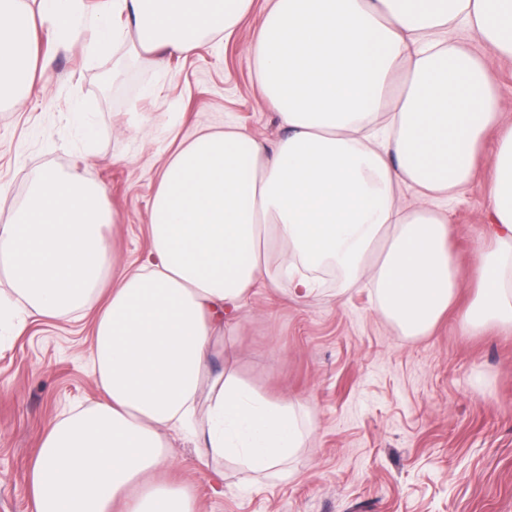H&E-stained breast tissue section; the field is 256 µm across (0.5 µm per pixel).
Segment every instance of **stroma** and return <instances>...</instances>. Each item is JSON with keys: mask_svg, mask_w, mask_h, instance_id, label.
Returning <instances> with one entry per match:
<instances>
[{"mask_svg": "<svg viewBox=\"0 0 512 512\" xmlns=\"http://www.w3.org/2000/svg\"><path fill=\"white\" fill-rule=\"evenodd\" d=\"M265 7L254 0L231 39L161 63L125 42L91 52L84 26L74 46L59 47L38 24L40 90L20 106L0 103V183L10 188L0 224L41 170H73L101 185L120 215L102 230L108 252L146 263L148 203L179 140L227 122L269 146L283 134L245 52ZM76 110L96 128L92 144L70 120ZM492 150L485 142L473 180L448 206L465 286L430 335L403 336L369 289L340 295L331 280L308 300L259 290L239 311L241 377L259 392L301 397L309 423L287 475L258 480L232 462L220 475L200 466L191 439L171 434L170 472L200 512H512V329L475 335L460 320ZM93 330L89 314L34 315L21 335H0V512H34L28 477L44 428L96 399Z\"/></svg>", "mask_w": 512, "mask_h": 512, "instance_id": "35a3bbf8", "label": "stroma"}]
</instances>
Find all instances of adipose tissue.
Segmentation results:
<instances>
[{
    "mask_svg": "<svg viewBox=\"0 0 512 512\" xmlns=\"http://www.w3.org/2000/svg\"><path fill=\"white\" fill-rule=\"evenodd\" d=\"M253 0H112L110 28L83 0H0V100L36 90L37 21L57 44L91 20L95 49L189 56L231 37ZM512 60V0H269L246 53L285 130L267 146L235 125L197 131L165 161L149 202L154 261L109 259L116 223L104 191L42 171L0 225V271L16 299L0 331L28 316L94 313L97 400L50 423L30 474L35 512H198L191 489L161 478L170 432L203 466L284 473L301 443L299 398L242 380L224 331L255 288L308 299L321 271L370 288L406 336L429 335L462 282L443 205L473 179L487 135L488 242L473 262L465 330L512 325V121L483 58L450 26Z\"/></svg>",
    "mask_w": 512,
    "mask_h": 512,
    "instance_id": "adipose-tissue-1",
    "label": "adipose tissue"
}]
</instances>
